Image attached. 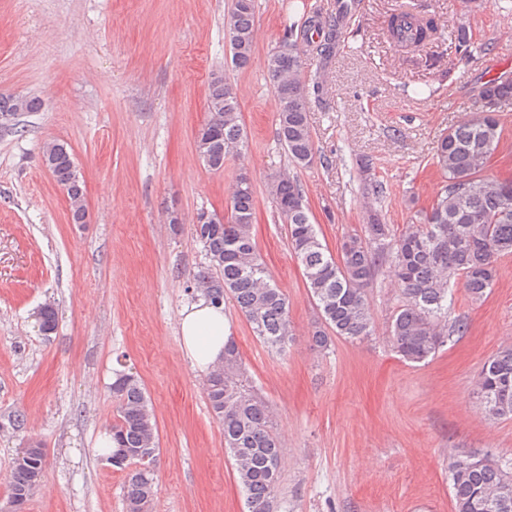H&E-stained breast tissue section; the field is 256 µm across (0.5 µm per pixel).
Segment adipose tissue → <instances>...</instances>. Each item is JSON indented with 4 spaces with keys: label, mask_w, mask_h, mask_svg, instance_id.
<instances>
[{
    "label": "adipose tissue",
    "mask_w": 512,
    "mask_h": 512,
    "mask_svg": "<svg viewBox=\"0 0 512 512\" xmlns=\"http://www.w3.org/2000/svg\"><path fill=\"white\" fill-rule=\"evenodd\" d=\"M179 325L183 350L193 367L204 372L223 357L230 334L223 307L198 300L182 311Z\"/></svg>",
    "instance_id": "1"
}]
</instances>
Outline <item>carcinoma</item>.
Here are the masks:
<instances>
[{"instance_id":"carcinoma-1","label":"carcinoma","mask_w":512,"mask_h":512,"mask_svg":"<svg viewBox=\"0 0 512 512\" xmlns=\"http://www.w3.org/2000/svg\"><path fill=\"white\" fill-rule=\"evenodd\" d=\"M347 10L336 15L314 13L300 27V39H287L269 55L268 76L276 87L280 110L278 137L296 167L314 161L309 93L320 96V71L310 84L299 78L304 43L326 59L335 52L346 27ZM255 0L241 8L231 5L224 25L235 28L239 40L231 47L234 67H246L254 39ZM317 30L319 41L308 32ZM434 17L399 7L391 13L389 39L403 48L425 46L437 38ZM512 101V80L487 81L478 94L474 115L441 135L433 164L442 181L431 206L416 212L415 222L397 231L372 207L362 233L344 238L338 255L323 245L318 225L305 200L301 183L278 175L269 193L278 216L288 224L289 247L303 268L306 287L319 311L312 343L327 349L333 338L362 341L374 334L367 292L379 268L393 269L401 304L392 316L389 336L396 352L410 362L434 356L467 324L448 316L456 288L477 303L485 299L496 277L497 260L512 254V181L484 174L502 135L499 118L487 112L483 99ZM31 96L0 97V116L12 120L35 112ZM209 118L199 129L196 147L208 168L224 169L225 160L248 147L240 123L237 98L221 80L211 84ZM43 160L58 187L66 191L70 218H86L84 185L72 153L57 141L43 149ZM229 216L218 224L194 225L207 262L192 275V288L215 305L233 299L254 336L270 350L285 355L294 342L288 297L278 288L261 259L253 234L255 197L250 178L241 174L231 194ZM39 331L55 330L50 305L37 311ZM475 387L480 404L492 419L512 417V345L504 347L482 367ZM210 411L224 428V450L233 460L247 512H274L280 484L281 442L274 433L268 403L246 375L237 344L228 338L223 361L206 375ZM114 422L112 468L126 472V512H152L159 488L154 463L159 448L156 423L138 375L121 371L112 382ZM46 455L24 448L13 461L7 496L30 501L41 482ZM449 486L455 512H512V456L494 458L474 452L448 456Z\"/></svg>"}]
</instances>
